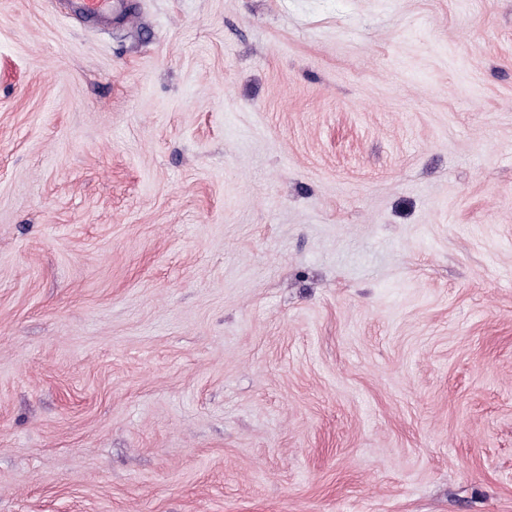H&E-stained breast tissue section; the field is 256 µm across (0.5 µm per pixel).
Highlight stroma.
<instances>
[{
	"label": "stroma",
	"mask_w": 512,
	"mask_h": 512,
	"mask_svg": "<svg viewBox=\"0 0 512 512\" xmlns=\"http://www.w3.org/2000/svg\"><path fill=\"white\" fill-rule=\"evenodd\" d=\"M0 0V512H512V0ZM117 0H79L74 4L75 10L87 15L92 19L112 18V11L119 4H114Z\"/></svg>",
	"instance_id": "obj_1"
}]
</instances>
